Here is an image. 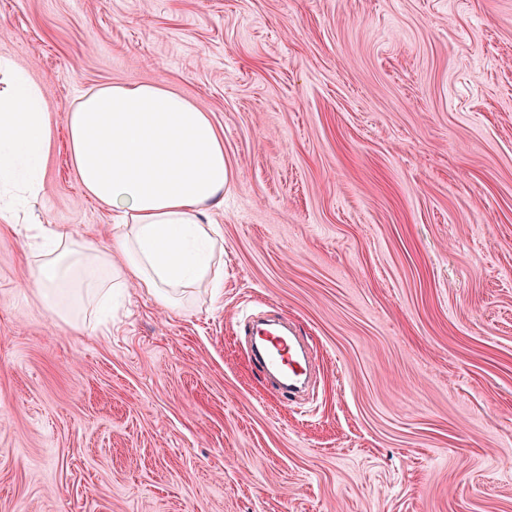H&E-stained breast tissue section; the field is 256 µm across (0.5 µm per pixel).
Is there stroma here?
Segmentation results:
<instances>
[{
	"label": "stroma",
	"mask_w": 512,
	"mask_h": 512,
	"mask_svg": "<svg viewBox=\"0 0 512 512\" xmlns=\"http://www.w3.org/2000/svg\"><path fill=\"white\" fill-rule=\"evenodd\" d=\"M54 120L34 218L112 213L66 116L163 83L224 137L220 289L55 318L0 220V512H512V0H0ZM317 349L267 386L244 322Z\"/></svg>",
	"instance_id": "obj_1"
}]
</instances>
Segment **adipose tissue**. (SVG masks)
<instances>
[{
  "instance_id": "obj_1",
  "label": "adipose tissue",
  "mask_w": 512,
  "mask_h": 512,
  "mask_svg": "<svg viewBox=\"0 0 512 512\" xmlns=\"http://www.w3.org/2000/svg\"><path fill=\"white\" fill-rule=\"evenodd\" d=\"M72 162L86 193L112 212L101 246L35 225L29 288L66 321L127 283L166 305L217 283L223 238L224 140L208 113L161 84L104 85L67 115ZM54 127L42 88L0 55V219L24 224L44 192Z\"/></svg>"
}]
</instances>
